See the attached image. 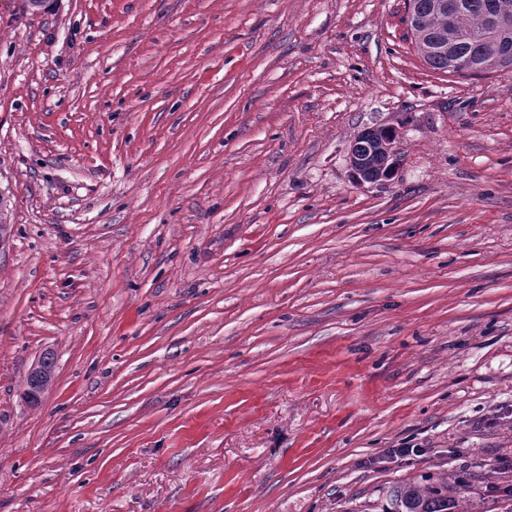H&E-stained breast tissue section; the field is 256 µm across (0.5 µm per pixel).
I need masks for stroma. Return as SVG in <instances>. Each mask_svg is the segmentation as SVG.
<instances>
[{
    "mask_svg": "<svg viewBox=\"0 0 512 512\" xmlns=\"http://www.w3.org/2000/svg\"><path fill=\"white\" fill-rule=\"evenodd\" d=\"M405 14L0 0V512H382L447 472L512 512V74L429 68ZM368 126L401 162L361 185ZM380 127L381 126H373L364 128L354 137V139L349 144V165L355 181L359 184H372L384 180V178H381L378 181H368L379 179V176L383 170V165L385 163L386 156L383 148L385 147L384 145L388 143L386 141L388 135L386 132H376ZM372 132H376L372 137V151L367 162L365 163V158L369 154L371 148V140L369 138ZM362 165H364V177L368 180L361 177V174L358 172L359 169H362ZM49 355L48 353L44 358L39 359L27 377L24 396L29 398L30 403L38 402L36 395L48 390L52 382L54 361Z\"/></svg>",
    "mask_w": 512,
    "mask_h": 512,
    "instance_id": "35a3bbf8",
    "label": "stroma"
}]
</instances>
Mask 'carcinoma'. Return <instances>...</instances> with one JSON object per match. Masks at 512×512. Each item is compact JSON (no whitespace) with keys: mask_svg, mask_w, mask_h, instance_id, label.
<instances>
[{"mask_svg":"<svg viewBox=\"0 0 512 512\" xmlns=\"http://www.w3.org/2000/svg\"><path fill=\"white\" fill-rule=\"evenodd\" d=\"M405 8L417 54L430 68L461 76L512 73V0H406ZM491 15L499 16L502 25L496 39L486 40L483 31ZM387 138L385 132L372 137L363 167L368 180L379 178L383 170ZM53 368V358L47 355L31 369L24 392L28 402H38L37 394L48 390ZM449 487L446 477L397 484L388 491L383 512H456Z\"/></svg>","mask_w":512,"mask_h":512,"instance_id":"carcinoma-1","label":"carcinoma"}]
</instances>
